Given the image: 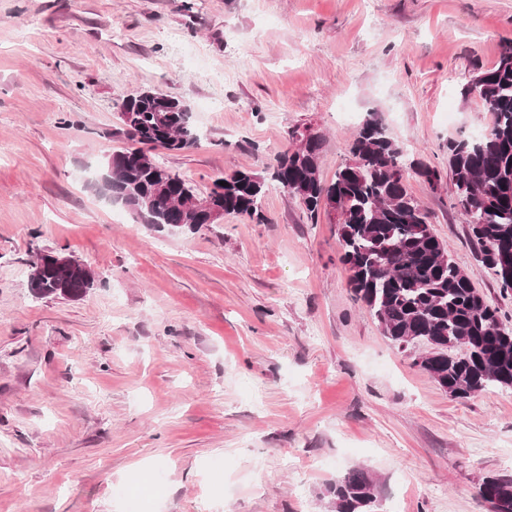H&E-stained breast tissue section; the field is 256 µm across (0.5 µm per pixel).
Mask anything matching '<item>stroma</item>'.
<instances>
[{
	"label": "stroma",
	"mask_w": 512,
	"mask_h": 512,
	"mask_svg": "<svg viewBox=\"0 0 512 512\" xmlns=\"http://www.w3.org/2000/svg\"><path fill=\"white\" fill-rule=\"evenodd\" d=\"M512 39V0H0V512H333L354 468L378 512H487L512 475V389L451 398L354 302L336 227L270 186L258 224L140 223L89 188L128 146L123 100L186 102L198 147L151 154L207 194L292 127L321 176L369 112L443 169L408 187L512 329V291L454 208L448 142L489 130L461 88ZM98 276L34 295L35 251ZM483 500H488L494 512H512V478L487 477L483 480Z\"/></svg>",
	"instance_id": "1"
}]
</instances>
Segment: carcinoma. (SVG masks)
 Segmentation results:
<instances>
[{
    "mask_svg": "<svg viewBox=\"0 0 512 512\" xmlns=\"http://www.w3.org/2000/svg\"><path fill=\"white\" fill-rule=\"evenodd\" d=\"M477 96L492 123L480 139L448 141V168L455 186L454 206L469 217L470 236L483 266L508 270L497 278L512 291V40L502 44L499 60L480 70L461 95ZM120 120L135 146L112 153L91 182L95 193L130 209L144 224L192 223L183 199L187 180L156 162L147 149L182 151L198 145L200 135L190 107L158 90H141L123 104ZM288 132L291 147L264 171L236 170L214 181L212 194L226 214L266 221L261 200L269 182L304 202L318 223L334 211L341 263L348 271L353 300L377 320L382 334L400 350L421 343L430 351L413 360L454 399H466L490 385L512 388V329L470 276L448 257L426 214L408 190L406 168L426 178L442 171L406 162L403 148L377 116L366 119L351 143L354 160L336 170L330 182L320 174L322 137L300 139ZM45 252H35L30 288L39 296L81 298L94 286L80 268L44 267ZM465 354L451 355L452 348ZM482 499L494 512H512V478L483 480ZM335 512H375L373 478L351 470L329 487Z\"/></svg>",
    "mask_w": 512,
    "mask_h": 512,
    "instance_id": "1",
    "label": "carcinoma"
}]
</instances>
